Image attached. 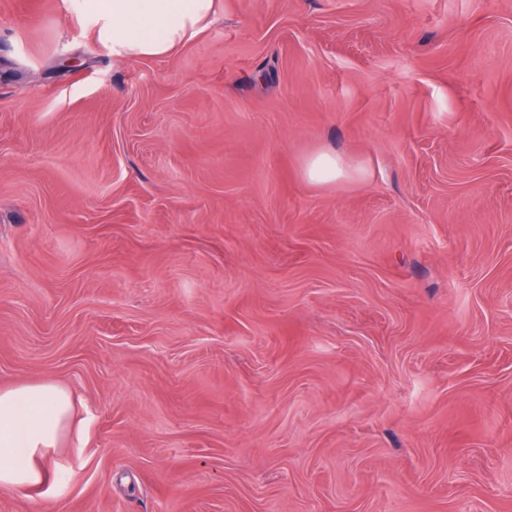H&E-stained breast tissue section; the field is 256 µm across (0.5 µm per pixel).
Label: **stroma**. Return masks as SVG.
I'll list each match as a JSON object with an SVG mask.
<instances>
[{
  "label": "stroma",
  "instance_id": "35a3bbf8",
  "mask_svg": "<svg viewBox=\"0 0 512 512\" xmlns=\"http://www.w3.org/2000/svg\"><path fill=\"white\" fill-rule=\"evenodd\" d=\"M98 29L0 0V387L80 427L0 512H512V0ZM352 160H345L335 153L320 151L307 158L302 167V174L306 180L314 184H329L336 182L345 172V166L357 167Z\"/></svg>",
  "mask_w": 512,
  "mask_h": 512
}]
</instances>
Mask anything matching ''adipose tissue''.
I'll return each instance as SVG.
<instances>
[{
    "label": "adipose tissue",
    "mask_w": 512,
    "mask_h": 512,
    "mask_svg": "<svg viewBox=\"0 0 512 512\" xmlns=\"http://www.w3.org/2000/svg\"><path fill=\"white\" fill-rule=\"evenodd\" d=\"M215 0H87L101 23L99 35L123 58L177 53L202 31ZM74 401L52 381L0 389V486L43 488L58 448L71 429Z\"/></svg>",
    "instance_id": "adipose-tissue-1"
}]
</instances>
